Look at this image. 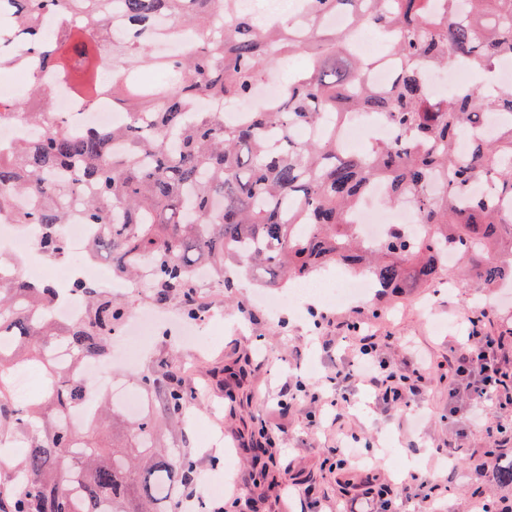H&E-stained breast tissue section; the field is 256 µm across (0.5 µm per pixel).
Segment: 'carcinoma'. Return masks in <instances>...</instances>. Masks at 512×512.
Wrapping results in <instances>:
<instances>
[{
	"mask_svg": "<svg viewBox=\"0 0 512 512\" xmlns=\"http://www.w3.org/2000/svg\"><path fill=\"white\" fill-rule=\"evenodd\" d=\"M0 41L28 40L0 54V71L40 69L28 77L25 97L0 94V120L26 128L0 143V217L17 226L39 224L42 252L64 253L62 227L72 218L96 224V252L112 253V272L135 277L145 266L158 302L180 298L195 314V271L212 270L222 287H235L248 268L264 283L306 278L330 265L369 275L384 295L424 288L456 268L448 253L467 258L462 276L478 288L512 280V210L505 215L482 197L469 208L458 198L483 178L491 194L512 201V86L462 88L442 105L427 96L425 69L448 57L491 75L512 59V0H300L309 23L282 16L262 26L234 11V0H0ZM53 13L56 34L39 26ZM343 14L351 30L324 19ZM370 30L397 61L389 89L366 82L372 66L354 57L356 33ZM183 43L176 55L154 53L160 40ZM113 41L112 78L99 80L97 45ZM317 51L313 67L298 70L280 97L231 122L214 101L252 96L272 57ZM147 61L166 74L147 86L136 65ZM65 77L91 108L107 99L126 114L123 124L73 133L57 126L43 74ZM386 112L398 132L350 153L327 136L297 141L293 128H315L350 113ZM499 116L489 135L467 154L457 141L471 126ZM449 180L430 195V178ZM382 182L388 197L413 199L426 233L395 228L379 243H365L349 214L369 186ZM79 294L85 317L60 329L53 308ZM128 317V306L74 278L68 288L32 283L0 265V442L23 438L25 453L0 486V512H180L175 490L193 465L165 453L159 427L144 416L133 424L129 448H104L99 434L109 410L96 407L95 431L73 432L67 415L83 406L91 378L79 371L101 360L108 340ZM41 367L49 388L33 404L15 400L12 379ZM162 411L180 414L194 398L188 385L166 386Z\"/></svg>",
	"mask_w": 512,
	"mask_h": 512,
	"instance_id": "obj_1",
	"label": "carcinoma"
}]
</instances>
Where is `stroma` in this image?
<instances>
[{
    "label": "stroma",
    "instance_id": "35a3bbf8",
    "mask_svg": "<svg viewBox=\"0 0 512 512\" xmlns=\"http://www.w3.org/2000/svg\"><path fill=\"white\" fill-rule=\"evenodd\" d=\"M259 282L254 274L241 278L229 297L220 288L201 290L197 316L215 338L208 351L164 330L143 349L137 368L104 366L106 380L127 387L159 375L202 389L189 415L180 418L162 413L158 391L146 392V412L169 452L186 457L211 480L223 471L221 449H233L234 484L244 493L240 512H341L354 486L369 477L401 489L394 512H421L417 475L438 484V512H465L467 502L482 497L512 500V486L492 487L483 476L481 424L448 415V353L467 335L469 317L484 308L489 333L512 330V310L500 306L497 291H487L479 308L467 283L344 306L311 298L274 319L253 300ZM359 328L377 336L400 370L430 360L425 393L403 411L376 405L357 383L345 387L339 408L330 407L336 373L351 363ZM298 380L306 383L307 397L280 407L284 389ZM313 419L320 420L319 430L310 428ZM351 436L368 446V463L329 469L324 460L331 448ZM454 438L462 446L452 454L448 442ZM258 444L264 451L256 459L249 449Z\"/></svg>",
    "mask_w": 512,
    "mask_h": 512
}]
</instances>
